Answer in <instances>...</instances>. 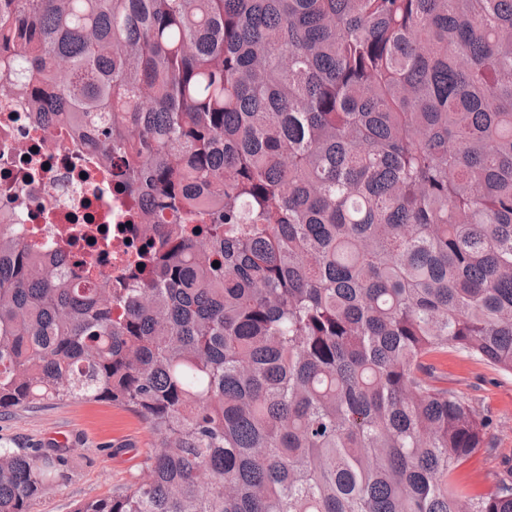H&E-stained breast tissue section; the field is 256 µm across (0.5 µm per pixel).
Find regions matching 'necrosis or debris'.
<instances>
[{
    "instance_id": "necrosis-or-debris-1",
    "label": "necrosis or debris",
    "mask_w": 512,
    "mask_h": 512,
    "mask_svg": "<svg viewBox=\"0 0 512 512\" xmlns=\"http://www.w3.org/2000/svg\"><path fill=\"white\" fill-rule=\"evenodd\" d=\"M115 183L69 125L0 100V215L13 216L25 243L50 246L77 283L90 269L120 279L138 240L133 204Z\"/></svg>"
}]
</instances>
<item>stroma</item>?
Listing matches in <instances>:
<instances>
[{
  "label": "stroma",
  "mask_w": 512,
  "mask_h": 512,
  "mask_svg": "<svg viewBox=\"0 0 512 512\" xmlns=\"http://www.w3.org/2000/svg\"><path fill=\"white\" fill-rule=\"evenodd\" d=\"M425 363L433 385L448 389L491 426L482 448L455 474L468 491H484L512 477V375L450 350ZM155 437L133 414L105 401L64 400L0 412V448L63 454L55 485L31 512H74L86 500L108 497L138 479Z\"/></svg>",
  "instance_id": "35a3bbf8"
}]
</instances>
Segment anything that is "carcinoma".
<instances>
[{"label":"carcinoma","instance_id":"cac0c4a2","mask_svg":"<svg viewBox=\"0 0 512 512\" xmlns=\"http://www.w3.org/2000/svg\"><path fill=\"white\" fill-rule=\"evenodd\" d=\"M0 93L174 217L122 288L0 223V410L156 437L75 512H512L455 487L489 424L423 364L512 374V0H0ZM59 465L0 448V512Z\"/></svg>","mask_w":512,"mask_h":512}]
</instances>
